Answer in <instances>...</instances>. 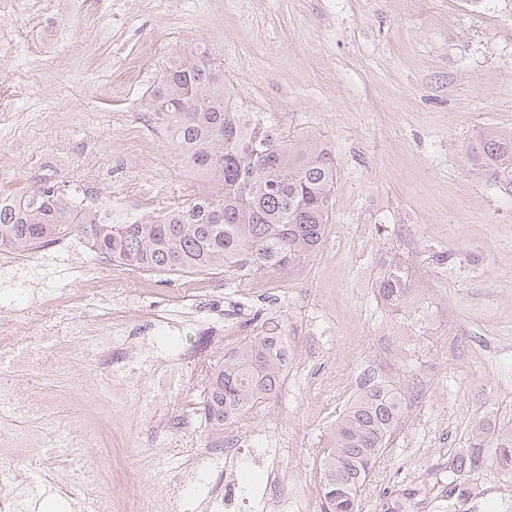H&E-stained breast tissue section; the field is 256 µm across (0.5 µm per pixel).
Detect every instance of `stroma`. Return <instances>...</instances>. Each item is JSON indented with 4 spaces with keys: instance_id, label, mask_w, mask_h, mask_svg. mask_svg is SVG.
<instances>
[{
    "instance_id": "35a3bbf8",
    "label": "stroma",
    "mask_w": 512,
    "mask_h": 512,
    "mask_svg": "<svg viewBox=\"0 0 512 512\" xmlns=\"http://www.w3.org/2000/svg\"><path fill=\"white\" fill-rule=\"evenodd\" d=\"M144 58L142 83L111 89ZM208 50L243 112L273 113L294 135L312 133L336 159V190L318 253L295 273L171 274L118 267L88 236L42 246L43 265L0 249V321L33 315L72 353L100 338L138 382L112 418V456L134 480L102 483L86 449L69 446L63 413L43 419L45 461L86 496L147 506L153 485L177 484L179 512H206L224 475L203 407L215 369L275 318L291 355L277 394L226 432L251 467L235 471L232 512H252L264 471L278 472L273 512L317 492L323 452L367 374L403 397V417L360 489L359 512H512V475L484 463L455 475L475 428L512 430V189L468 147L488 130L512 132V0H16L0 16V192L58 184L113 189L157 211L181 203L195 177L144 106L170 52ZM114 99H107V90ZM99 268L88 281L81 268ZM399 269L410 289L393 310L377 284ZM176 322L168 342L162 330ZM150 327L127 358L121 327ZM191 352L186 386L159 383V363ZM278 417V454L256 424ZM28 492L23 512H60L59 496L26 465L0 464V497Z\"/></svg>"
}]
</instances>
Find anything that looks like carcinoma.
I'll return each mask as SVG.
<instances>
[{
    "label": "carcinoma",
    "instance_id": "cac0c4a2",
    "mask_svg": "<svg viewBox=\"0 0 512 512\" xmlns=\"http://www.w3.org/2000/svg\"><path fill=\"white\" fill-rule=\"evenodd\" d=\"M146 110L165 126L189 172L199 180L180 205L136 224H96L69 205L65 190L39 187L0 215V247L25 252L78 228L95 252L117 266L174 273H230L239 279L295 272L319 250L336 187V163L317 138L280 130L258 112H240L224 73L202 54L174 52L147 89ZM496 181L512 184V133L487 131L470 147ZM377 291L399 309L410 296L399 272ZM288 339L270 325L224 358L207 390L205 415L217 430L233 424L278 390ZM402 415V395L369 378L330 433L320 485L321 512H358V492ZM491 460L512 473V430L487 439L483 427L459 474Z\"/></svg>",
    "mask_w": 512,
    "mask_h": 512
}]
</instances>
